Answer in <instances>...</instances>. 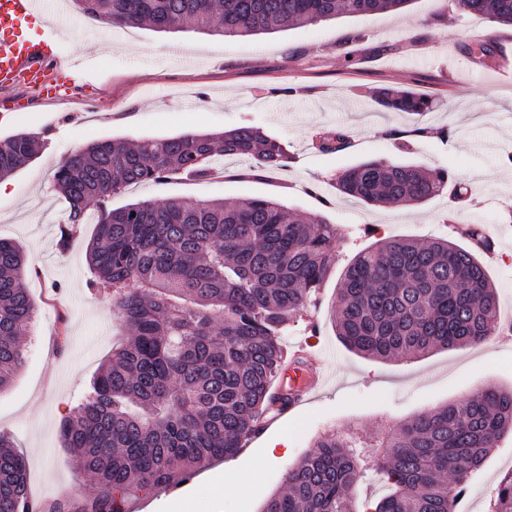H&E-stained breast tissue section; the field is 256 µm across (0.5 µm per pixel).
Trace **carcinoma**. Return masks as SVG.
<instances>
[{
	"mask_svg": "<svg viewBox=\"0 0 512 512\" xmlns=\"http://www.w3.org/2000/svg\"><path fill=\"white\" fill-rule=\"evenodd\" d=\"M411 0H72L94 20L165 31L190 25L224 37L313 25L342 15L394 12ZM459 12L512 27V0H455ZM381 107L413 119L431 102L385 88ZM40 134L0 138V179L35 156ZM344 131L318 149L333 152ZM245 165L239 181H261L288 166L284 143L257 126L189 133L129 144L93 141L61 159L55 188L67 203L65 249L97 201L86 252L89 286L107 290L131 332L100 367L83 402L60 424L74 474L91 478L90 496L31 502L27 465L0 433V512H127L192 478L208 461L236 455L263 416L288 396L271 387L288 363L282 336L318 304L335 263L338 230L320 214L292 213L279 201L249 197L140 202L110 209L106 200L148 181L205 179L224 158ZM459 185L444 169L363 161L337 190L372 206L422 204ZM463 246L448 239H390L359 251L341 274L336 336L369 358H419L477 345L501 330L499 299L480 252L477 224ZM22 246L0 239V391L22 367L24 332L35 317ZM512 433V389L487 385L468 398L397 425L368 451L352 429L327 432L288 473L262 512H356L353 490L374 471L389 491L366 512H456L489 449ZM489 512H512V471L492 491Z\"/></svg>",
	"mask_w": 512,
	"mask_h": 512,
	"instance_id": "carcinoma-1",
	"label": "carcinoma"
}]
</instances>
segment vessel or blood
<instances>
[{
    "mask_svg": "<svg viewBox=\"0 0 512 512\" xmlns=\"http://www.w3.org/2000/svg\"><path fill=\"white\" fill-rule=\"evenodd\" d=\"M38 10V0H0V89L25 86L48 94L57 81L51 46L53 35L35 39L26 32V26ZM318 357L306 355L298 368V376L291 383L289 408L298 407L309 391L308 373L317 369Z\"/></svg>",
    "mask_w": 512,
    "mask_h": 512,
    "instance_id": "obj_1",
    "label": "vessel or blood"
}]
</instances>
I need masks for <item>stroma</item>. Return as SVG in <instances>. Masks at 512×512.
I'll return each instance as SVG.
<instances>
[{"instance_id":"obj_1","label":"stroma","mask_w":512,"mask_h":512,"mask_svg":"<svg viewBox=\"0 0 512 512\" xmlns=\"http://www.w3.org/2000/svg\"><path fill=\"white\" fill-rule=\"evenodd\" d=\"M57 27L62 61L78 79L60 99L30 96L23 87L0 92V135L39 132L36 158L8 177L0 194V238L20 244L34 274L27 287L37 309L25 339L26 360L15 381L0 391V432L12 437L28 461L31 492L49 500L62 492L89 495L90 480L76 477L59 439L61 419L73 413L90 380L125 335L110 296L89 287L87 245L94 224L82 225L60 250L66 203L40 192L55 164L95 140L129 141L184 133L263 128L283 141L289 166L256 182L225 176L205 180L170 178L128 189L112 208L142 200L177 199L189 204L247 197H274L286 207L324 215L336 225V263L309 312L317 332L289 329L287 349L305 345L323 359V377L298 410L281 418L269 436L286 446L267 453L260 438L233 457L213 462L184 483L179 494L163 489L131 500L128 512H263L284 486L289 468L311 452L323 433L357 427L366 443L415 415L463 400L494 383L512 387V28L461 14L455 0H412L403 13L343 15L306 27L244 37L191 30L159 32L93 21L81 12L30 23L43 35ZM359 42H348L351 32ZM496 48L483 63L466 46ZM383 88H409L430 97L433 112L421 117L428 134L402 152L391 130L410 119L374 100ZM28 99L15 110L12 100ZM345 130L351 144L325 154L315 143L323 132ZM452 129L451 138L440 135ZM373 159L413 162L457 175L465 202L450 209L448 195L419 205L374 207L342 195L336 178ZM481 225L493 242L485 257L509 331L486 343L439 350L418 359L377 361L358 355L337 338L332 301L344 267L379 240L446 238L461 242L460 227ZM61 290H54V283ZM512 471V436L488 454L459 503L460 512H487L489 495ZM235 477L225 489L220 473Z\"/></svg>"}]
</instances>
